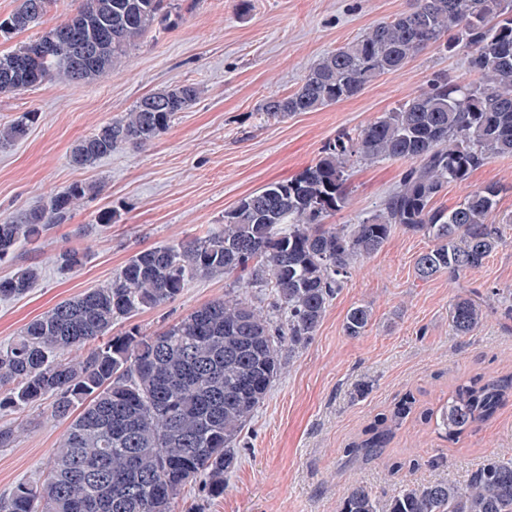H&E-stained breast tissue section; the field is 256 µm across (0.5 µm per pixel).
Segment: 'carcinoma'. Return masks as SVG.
<instances>
[{
	"mask_svg": "<svg viewBox=\"0 0 512 512\" xmlns=\"http://www.w3.org/2000/svg\"><path fill=\"white\" fill-rule=\"evenodd\" d=\"M54 0H20L0 25V37L42 23ZM175 0H81L65 23L0 55V92H16L57 76L93 84L130 57L150 31L178 24ZM65 28L86 54L40 55L36 44ZM469 55L473 79L451 83L436 75L428 91L356 133L344 132L296 177L271 182L224 212V225L204 236L134 254L112 280L57 303L0 347V412L54 398L51 416L68 422L41 483L20 482L0 498V512H174L182 490L205 481L224 495V476L237 464L234 445L282 366L279 337L295 347L313 335L330 299L353 264L378 252L392 231L431 236L436 244L415 260L429 280L480 268L501 242L490 221L500 187L471 191L452 209L433 206L449 183L498 155L512 154V0H416L355 42L328 52L292 94L264 105L278 118L314 112L361 92L377 77L401 69L428 47ZM203 94L197 83L177 84L141 97L117 120L100 125L70 151L86 168L125 146L145 147L179 112ZM39 113L0 123V146L26 137ZM411 162L380 213L339 228L325 220L347 200V172L356 162ZM101 185L75 181L45 208L20 222H0V262L17 246L62 223ZM60 267L80 268L84 254L64 249ZM245 272L271 288L272 312L237 296L204 304L165 329L112 327L145 308L175 301L195 280ZM39 278L33 266L0 277V298L26 295ZM368 307H352L349 336L369 324ZM482 305L455 298L453 336H469L483 322ZM89 348L82 359L62 355ZM512 395V376L461 378L447 402L423 410L450 441L489 420ZM409 394L378 418L359 448L378 455L387 437L413 412ZM340 512H512V458L491 455L461 483L450 477L400 486L382 501L350 488Z\"/></svg>",
	"mask_w": 512,
	"mask_h": 512,
	"instance_id": "carcinoma-1",
	"label": "carcinoma"
}]
</instances>
